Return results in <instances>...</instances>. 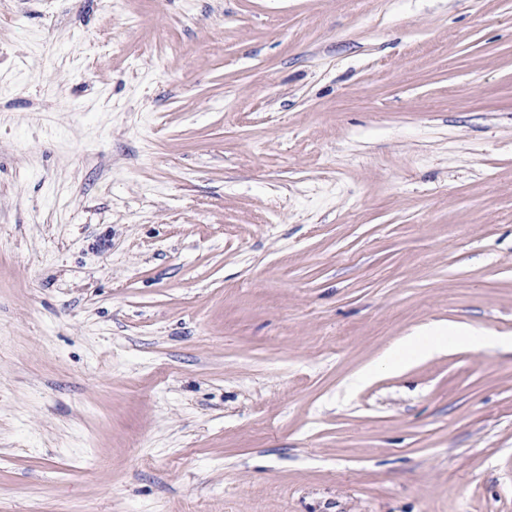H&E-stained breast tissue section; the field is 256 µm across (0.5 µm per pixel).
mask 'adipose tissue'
I'll list each match as a JSON object with an SVG mask.
<instances>
[{
	"label": "adipose tissue",
	"instance_id": "1",
	"mask_svg": "<svg viewBox=\"0 0 512 512\" xmlns=\"http://www.w3.org/2000/svg\"><path fill=\"white\" fill-rule=\"evenodd\" d=\"M459 338L464 344L480 348L488 344L489 339L480 333H469L459 336L456 328L436 327L428 331L418 332L401 337L382 355V359L391 368L403 369L409 362L427 358L447 349L449 340Z\"/></svg>",
	"mask_w": 512,
	"mask_h": 512
}]
</instances>
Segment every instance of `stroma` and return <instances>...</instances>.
I'll use <instances>...</instances> for the list:
<instances>
[{"label":"stroma","mask_w":512,"mask_h":512,"mask_svg":"<svg viewBox=\"0 0 512 512\" xmlns=\"http://www.w3.org/2000/svg\"><path fill=\"white\" fill-rule=\"evenodd\" d=\"M433 323L512 336V0H0V512H512ZM459 331L455 327H436L429 331H422L409 336H403L389 347L380 357L391 368L403 369L414 359L428 358L448 348V341L455 339L462 344L474 348L487 345L493 336H483L479 333H467L466 336H457Z\"/></svg>","instance_id":"obj_1"}]
</instances>
